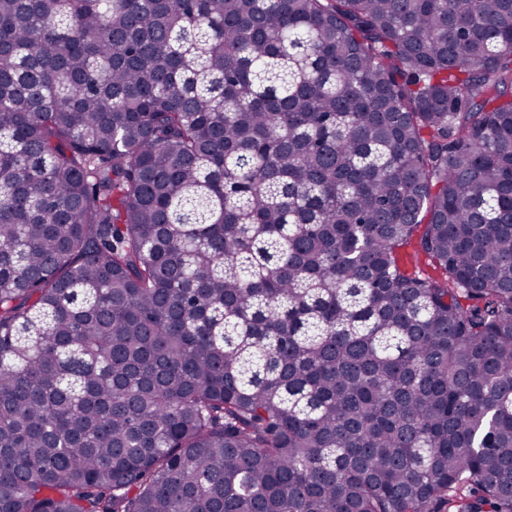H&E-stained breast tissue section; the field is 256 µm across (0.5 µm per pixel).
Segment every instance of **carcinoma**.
<instances>
[{"label":"carcinoma","mask_w":512,"mask_h":512,"mask_svg":"<svg viewBox=\"0 0 512 512\" xmlns=\"http://www.w3.org/2000/svg\"><path fill=\"white\" fill-rule=\"evenodd\" d=\"M445 506L512 512V0H0V512ZM417 238L415 235L408 245H404L398 250L401 266L409 273L440 279L442 277L441 269L431 263L429 258L419 250Z\"/></svg>","instance_id":"carcinoma-1"}]
</instances>
